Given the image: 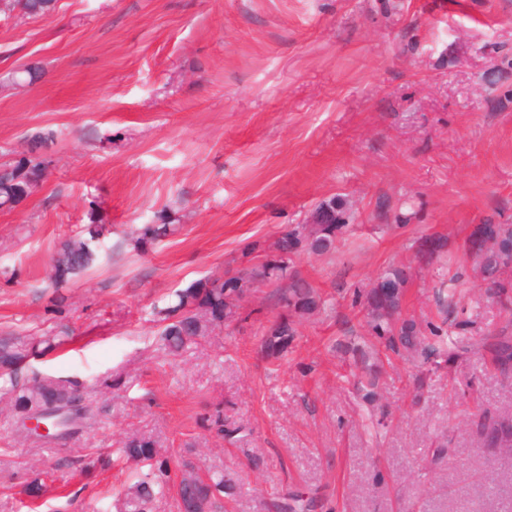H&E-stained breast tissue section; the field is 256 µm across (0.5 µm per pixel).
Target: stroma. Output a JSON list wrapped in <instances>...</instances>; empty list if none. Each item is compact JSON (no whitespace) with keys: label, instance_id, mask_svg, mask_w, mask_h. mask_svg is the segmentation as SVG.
Wrapping results in <instances>:
<instances>
[{"label":"stroma","instance_id":"stroma-1","mask_svg":"<svg viewBox=\"0 0 512 512\" xmlns=\"http://www.w3.org/2000/svg\"><path fill=\"white\" fill-rule=\"evenodd\" d=\"M31 65L34 83H9ZM37 132L47 175L0 210V336L63 334L23 371L79 382L91 414L65 441L26 435L0 378V512H117L131 431L172 454V477L232 478L227 512L297 490L315 512H512V458L471 426L512 409L477 352L507 315L464 253L475 225L512 224V0H57L39 18L0 0V164ZM335 196L354 219L334 253L295 257L327 304L287 351L261 347L280 313L267 282L222 329L159 346L154 305L275 260ZM93 219L109 228L98 262L54 288L56 243ZM164 222L177 232L123 245ZM431 234L448 251L427 263L412 245ZM393 265L413 274L404 317L443 324L456 276L468 323L443 324L440 367L391 355L369 402L353 291ZM218 407L232 439L208 421ZM176 230L174 224H142L131 232L130 236L125 240L133 249H143L148 244L161 241Z\"/></svg>","mask_w":512,"mask_h":512}]
</instances>
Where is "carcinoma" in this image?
Returning a JSON list of instances; mask_svg holds the SVG:
<instances>
[{"label": "carcinoma", "instance_id": "obj_1", "mask_svg": "<svg viewBox=\"0 0 512 512\" xmlns=\"http://www.w3.org/2000/svg\"><path fill=\"white\" fill-rule=\"evenodd\" d=\"M28 15L45 16L55 9L56 0H12ZM51 136L36 133L30 139L28 154L21 159L18 173L0 172V200L21 203L32 195L44 178V161L35 156L46 148ZM347 203L334 197L319 204L306 224H295L276 243L280 253L277 264L265 263L247 272L224 279H200L175 293L176 301L152 310L153 321L160 324V340L164 349L177 353L184 346L224 325L238 308V291L250 289L257 280H287V286L276 291V302L287 309L270 327L262 342V350L276 357L293 341V317L310 315L324 303L321 294L293 267V257L303 251L326 254L336 248L337 240L349 223ZM173 224H143L131 232L126 243L140 250L174 233ZM109 229L91 220L74 236L61 240L51 265V280L62 286L91 269L99 258L101 245ZM448 240L442 235L420 239L417 255L431 262L446 250ZM465 249L479 269L487 291L505 308L512 305V224H478L465 241ZM410 282L405 269L391 267L371 288L356 293V299L366 311L369 335L383 344L384 350L406 352L429 359L427 335L435 336L438 327L419 326L412 319L402 318V302ZM58 346L52 336L29 335L24 338H0V369L12 374L29 356ZM478 349L490 355V362L505 374L512 372V333L508 328L487 335ZM12 405L21 417L45 411L63 399L84 400L81 387L71 380L44 377L32 372L22 385L11 381ZM483 444L489 448H512V410L488 413L478 423ZM121 455L142 462L148 467L135 483L129 485L122 498L119 512H149L157 495L170 490L171 460L155 447L146 436H132L123 442ZM233 486L224 475L213 473L204 478L182 480L176 487L180 512H218L223 508L224 495H232ZM314 500L289 494L280 505L284 512H308Z\"/></svg>", "mask_w": 512, "mask_h": 512}]
</instances>
